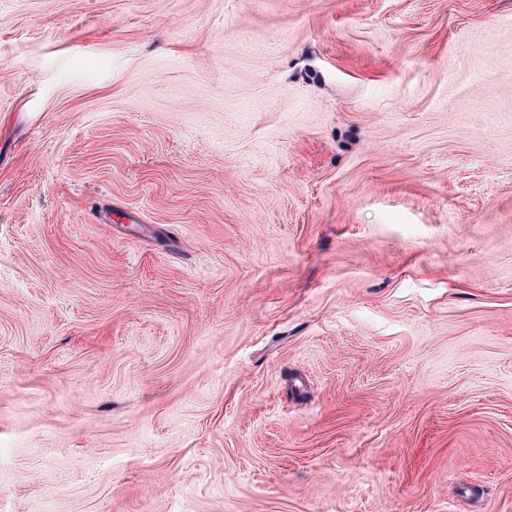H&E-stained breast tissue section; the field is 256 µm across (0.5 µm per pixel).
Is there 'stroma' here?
<instances>
[{
    "label": "stroma",
    "mask_w": 512,
    "mask_h": 512,
    "mask_svg": "<svg viewBox=\"0 0 512 512\" xmlns=\"http://www.w3.org/2000/svg\"><path fill=\"white\" fill-rule=\"evenodd\" d=\"M40 507L512 512V0H0Z\"/></svg>",
    "instance_id": "obj_1"
}]
</instances>
